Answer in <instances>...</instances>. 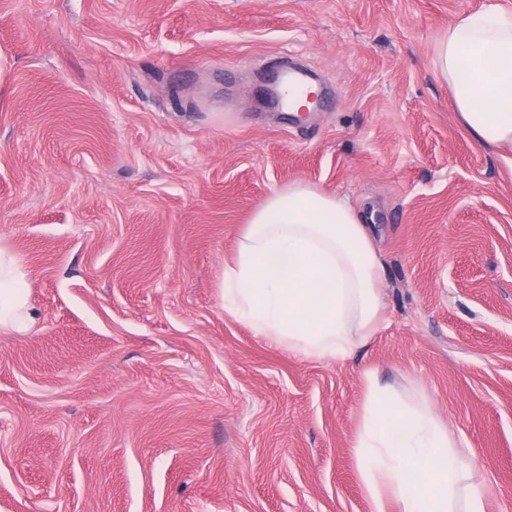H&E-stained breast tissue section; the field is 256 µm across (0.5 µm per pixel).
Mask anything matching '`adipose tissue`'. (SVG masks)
<instances>
[{
	"label": "adipose tissue",
	"instance_id": "1",
	"mask_svg": "<svg viewBox=\"0 0 512 512\" xmlns=\"http://www.w3.org/2000/svg\"><path fill=\"white\" fill-rule=\"evenodd\" d=\"M459 117L479 144L512 162V11L491 5L457 18L436 55ZM383 262L373 228L345 198L311 185L274 190L253 213L224 270L228 315L306 357L343 360L381 324ZM40 321L21 258L0 240V332ZM357 459L376 512H484V493L429 407L393 398L375 382Z\"/></svg>",
	"mask_w": 512,
	"mask_h": 512
}]
</instances>
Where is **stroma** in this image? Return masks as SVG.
I'll return each mask as SVG.
<instances>
[{
    "instance_id": "stroma-1",
    "label": "stroma",
    "mask_w": 512,
    "mask_h": 512,
    "mask_svg": "<svg viewBox=\"0 0 512 512\" xmlns=\"http://www.w3.org/2000/svg\"><path fill=\"white\" fill-rule=\"evenodd\" d=\"M492 1L0 0V239L41 311L0 333V512H375L369 372L512 512V164L434 65ZM278 59L328 105H265ZM295 182L376 231L384 321L343 361L222 305Z\"/></svg>"
}]
</instances>
